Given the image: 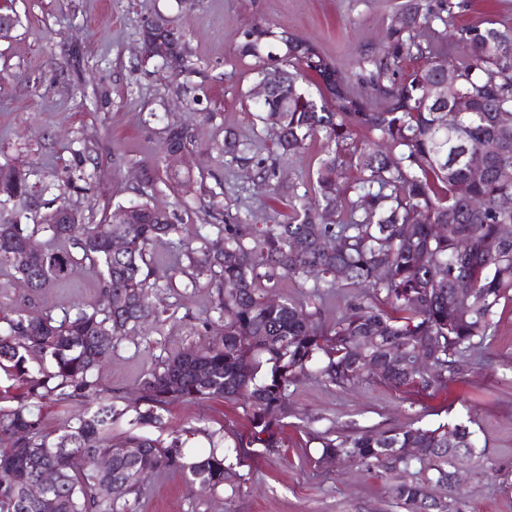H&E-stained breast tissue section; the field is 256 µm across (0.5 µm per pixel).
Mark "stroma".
Wrapping results in <instances>:
<instances>
[{"mask_svg":"<svg viewBox=\"0 0 512 512\" xmlns=\"http://www.w3.org/2000/svg\"><path fill=\"white\" fill-rule=\"evenodd\" d=\"M405 0H0L19 24L0 42V166L29 169L35 188L100 220L104 205L137 200L145 176L155 183L150 202L176 216L179 231L149 248L148 294L156 313L118 342L99 381L119 407L137 403L138 383L166 358L213 341L221 325L216 292L190 284L186 248L219 244L217 227L183 204L161 162V128L186 123L195 137L180 167L195 191L230 215L254 214L282 224L298 196L310 193L325 155L316 140L279 168L281 188L270 194L252 179L251 165L227 161L224 138L256 142L257 158L276 152L245 103L255 85V61L240 58L243 32L259 24L288 28L314 43L337 67L357 72L363 54H382L388 30ZM171 17L188 39L194 70L177 73L146 57L141 34L155 13ZM512 27V0H464L449 27ZM191 97L177 95L180 84ZM282 295L316 304L325 322L345 308L350 289L311 301V288L283 282ZM98 277L79 270L34 306L54 318L94 303ZM473 368L427 392L394 390L358 381L338 388L305 376L290 388V412L281 421V446L249 448L232 464L223 487L209 492L175 469L148 478L134 512H405L392 493L397 473L319 462L318 438L462 422L478 442L474 458L458 463L454 494L432 487L448 512H512V301L499 308L491 338L473 356ZM164 426L143 427L153 438L186 442L187 457L211 446L248 440V414L236 401L176 402Z\"/></svg>","mask_w":512,"mask_h":512,"instance_id":"1","label":"stroma"}]
</instances>
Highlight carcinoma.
<instances>
[{"label": "carcinoma", "instance_id": "1", "mask_svg": "<svg viewBox=\"0 0 512 512\" xmlns=\"http://www.w3.org/2000/svg\"><path fill=\"white\" fill-rule=\"evenodd\" d=\"M451 9L449 0H437L423 13L410 0L389 28L387 52L359 62L362 79L285 28L244 33L237 54L255 59L256 81L270 86L257 112L277 149L272 161L257 162L258 177L276 190L280 162L314 139L325 141L328 153L290 221L258 226L247 215L222 225L224 248L200 258L188 253L197 271L191 286L217 289L221 336L147 374L131 425L160 427L162 412L179 401L235 400L249 413L250 444L270 450L289 387L310 371L338 388L365 380L424 392L462 375L468 352L491 336L497 307L512 297V210L499 207L512 196V29H457L460 54L445 67L438 27ZM188 57L183 38L166 67L187 71ZM407 61L420 66L401 78ZM444 77L472 107L452 126L441 113L446 104L425 97V83ZM360 130L370 138L357 139ZM192 146L183 126L167 123L165 169L177 172L173 155ZM483 148L485 171L475 179L464 154ZM253 151L251 140L224 139L232 161L248 162ZM325 211L338 222L325 223ZM32 214L37 223H24ZM175 231L174 215L147 201L107 208L97 223L82 216L67 224L58 206L33 191L26 172L0 166V268L10 281L28 283L23 303L35 305L86 263L97 268L100 285L96 303L60 320L0 317V369L26 385L23 399L0 405V512H132L143 478L161 468L186 472L204 490L224 485L226 457L211 451L188 460L177 436L166 442L133 431L123 443L142 449L140 457L114 458L109 472L95 465L111 447L112 424L128 413L101 395L100 364L149 308L147 248ZM113 238L124 240L123 252L111 251ZM19 245L29 250L25 267L13 259ZM277 278L303 286L311 280L317 289L344 281L355 292L345 313L325 326L316 309L268 298ZM369 335L378 343L359 350V337ZM44 399L73 407L53 438L30 405ZM450 436L476 453L468 426L443 423L324 437L321 457L397 472L392 493L407 512H444L430 487L452 489ZM397 448L419 454L404 459ZM416 465L421 478L410 475ZM133 468L143 476L130 478ZM45 469L57 474L49 500H31L26 486Z\"/></svg>", "mask_w": 512, "mask_h": 512}]
</instances>
